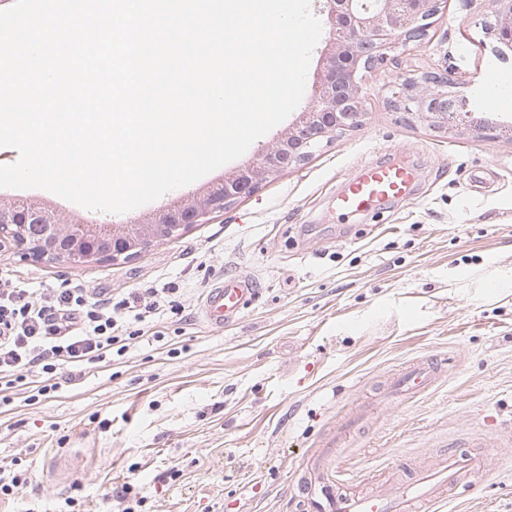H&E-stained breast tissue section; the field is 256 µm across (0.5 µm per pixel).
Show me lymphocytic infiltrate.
Wrapping results in <instances>:
<instances>
[{
    "label": "lymphocytic infiltrate",
    "mask_w": 512,
    "mask_h": 512,
    "mask_svg": "<svg viewBox=\"0 0 512 512\" xmlns=\"http://www.w3.org/2000/svg\"><path fill=\"white\" fill-rule=\"evenodd\" d=\"M172 288L135 290L119 301L90 296L77 287L36 292L0 287V388L26 386L41 396L59 379H80L85 366L124 351L130 321L180 314Z\"/></svg>",
    "instance_id": "obj_1"
}]
</instances>
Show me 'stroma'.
I'll return each mask as SVG.
<instances>
[{
  "label": "stroma",
  "instance_id": "stroma-1",
  "mask_svg": "<svg viewBox=\"0 0 512 512\" xmlns=\"http://www.w3.org/2000/svg\"><path fill=\"white\" fill-rule=\"evenodd\" d=\"M482 0H443L420 44L395 45L363 72L366 116L303 164L181 236L119 264L74 268L0 250V278L20 288L67 282L96 298L178 288L164 315L123 356L28 404L0 403V469L26 488L0 512H58L81 482L83 512H110L112 490L134 482L145 512H294L292 481L362 404L364 425L340 440L349 487L407 476L449 445H474L487 471L435 512H512V138H443L384 104L404 73L452 69L475 91L497 64ZM289 128L244 155L132 211H90L40 189L34 199L90 224H127L248 166ZM405 161L409 194L341 214L338 198L362 167ZM237 276L256 291L217 328L201 313L210 288ZM451 355L440 387L375 405L403 365ZM254 490L240 497L244 482Z\"/></svg>",
  "mask_w": 512,
  "mask_h": 512
}]
</instances>
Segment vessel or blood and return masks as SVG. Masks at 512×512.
I'll return each instance as SVG.
<instances>
[{
	"label": "vessel or blood",
	"instance_id": "obj_1",
	"mask_svg": "<svg viewBox=\"0 0 512 512\" xmlns=\"http://www.w3.org/2000/svg\"><path fill=\"white\" fill-rule=\"evenodd\" d=\"M506 98L499 71L487 67L480 78L479 104L499 111ZM410 180L409 171L396 164L366 166L350 182L339 199V206L351 213L369 209L390 197L405 196ZM253 293V283L246 277L219 283L206 296L202 309L204 319L216 327L233 322ZM440 380L441 370L437 364L415 361L397 371L384 387L382 398L404 402L433 389ZM485 470L484 457L460 460L451 456L433 465H420L410 480H373L367 489L351 492L344 489L328 464L322 462L300 473L296 507L298 512H428L451 490L472 486Z\"/></svg>",
	"mask_w": 512,
	"mask_h": 512
}]
</instances>
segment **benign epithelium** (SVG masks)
I'll return each instance as SVG.
<instances>
[{
	"label": "benign epithelium",
	"instance_id": "1",
	"mask_svg": "<svg viewBox=\"0 0 512 512\" xmlns=\"http://www.w3.org/2000/svg\"><path fill=\"white\" fill-rule=\"evenodd\" d=\"M441 0H324L329 39L317 86L287 135L268 149L259 163L237 171L224 182L179 204L167 206L140 224L71 222L46 202L24 199L0 203V248L11 247L34 261L68 262L76 267L133 260L148 247L181 235L195 224L254 194L267 179L309 159L337 132L362 125L365 112L361 70L386 61L395 40L420 43L429 35ZM485 29L495 36L496 53L512 50V0H490ZM447 70L410 74L386 99L387 108L410 124L438 136L463 133L480 137L503 128L481 116Z\"/></svg>",
	"mask_w": 512,
	"mask_h": 512
}]
</instances>
